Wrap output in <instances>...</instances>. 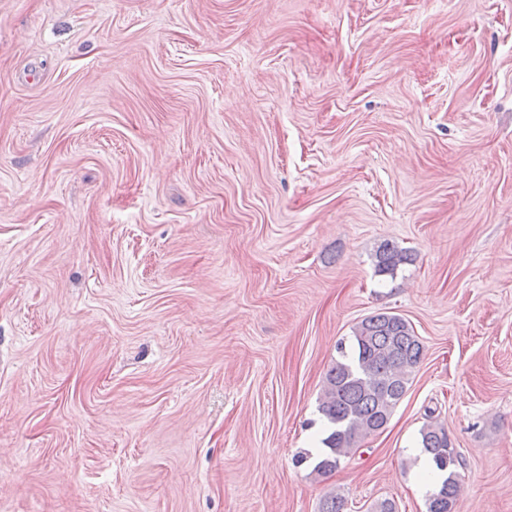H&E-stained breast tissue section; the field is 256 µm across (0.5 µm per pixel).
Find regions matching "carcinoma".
<instances>
[{
	"mask_svg": "<svg viewBox=\"0 0 512 512\" xmlns=\"http://www.w3.org/2000/svg\"><path fill=\"white\" fill-rule=\"evenodd\" d=\"M412 261L408 250L387 240L374 253L375 271L380 275L393 276ZM338 353L339 358L325 374L319 398L318 411L328 428L322 439L325 451L313 467L319 476L336 470L366 438L386 428L409 390L424 345L405 318L381 312L358 322L350 346H338ZM419 435L421 448L445 474L440 486L428 495L426 512H461L459 469L463 460L448 430L430 417ZM320 512H345L344 497L334 491L328 493Z\"/></svg>",
	"mask_w": 512,
	"mask_h": 512,
	"instance_id": "1",
	"label": "carcinoma"
}]
</instances>
